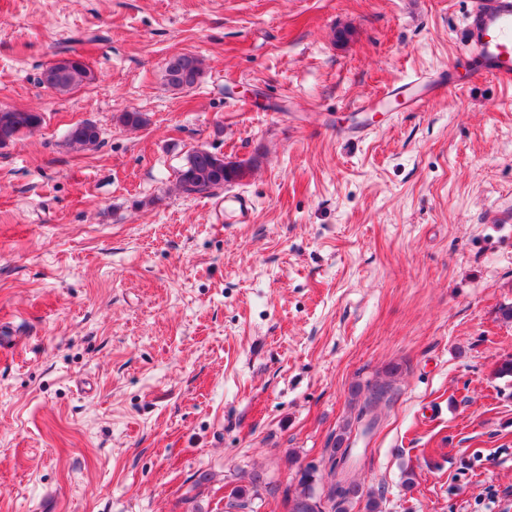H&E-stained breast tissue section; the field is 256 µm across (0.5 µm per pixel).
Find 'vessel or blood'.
Returning a JSON list of instances; mask_svg holds the SVG:
<instances>
[{"instance_id":"b4317fda","label":"vessel or blood","mask_w":512,"mask_h":512,"mask_svg":"<svg viewBox=\"0 0 512 512\" xmlns=\"http://www.w3.org/2000/svg\"><path fill=\"white\" fill-rule=\"evenodd\" d=\"M464 56L472 64L471 78L491 79L504 87H512V0H472L467 16ZM446 75L420 76L394 88L381 97L361 101L357 109L372 112L380 103L393 102L399 109L421 110L429 98L446 92ZM254 210L253 199L245 193H235L224 199L225 220L250 223Z\"/></svg>"}]
</instances>
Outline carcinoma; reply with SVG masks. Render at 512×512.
Here are the masks:
<instances>
[{
  "mask_svg": "<svg viewBox=\"0 0 512 512\" xmlns=\"http://www.w3.org/2000/svg\"><path fill=\"white\" fill-rule=\"evenodd\" d=\"M203 75V60L192 54L182 53L170 59L165 70V82L168 87L189 91L194 88ZM95 79L92 70L82 61L73 62L65 69L50 66L43 70L40 82L60 94H66L77 86ZM43 123L39 112L23 109H0V148L8 146L24 134L36 131ZM68 145L77 151H92L101 143V131L91 122H83L73 126L67 134ZM241 181L238 167L233 163L224 162V156L207 148L192 150L185 163L177 171L176 188L187 195H209L216 189ZM366 394H361V390ZM390 385L387 383H369L366 387L356 384L351 387L350 395L357 398L364 396L362 410H373L389 400ZM336 435L330 443L328 475L333 487L330 488L327 500H322L315 493V479L311 472L298 470L297 487L288 491L283 499L286 512H350L356 505H363V512H379V501L376 496L364 490L357 482L351 480L336 487L334 467L336 461L348 456L347 430ZM265 482L262 473L254 470L249 474V484L236 487L228 495L224 505L225 512L247 508V497L260 496Z\"/></svg>",
  "mask_w": 512,
  "mask_h": 512,
  "instance_id": "obj_1",
  "label": "carcinoma"
}]
</instances>
